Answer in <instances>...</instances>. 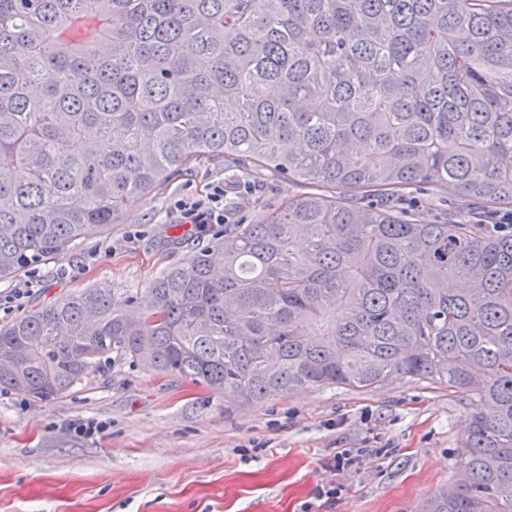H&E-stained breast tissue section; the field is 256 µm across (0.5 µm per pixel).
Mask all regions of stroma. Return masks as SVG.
Returning a JSON list of instances; mask_svg holds the SVG:
<instances>
[{"label":"stroma","mask_w":512,"mask_h":512,"mask_svg":"<svg viewBox=\"0 0 512 512\" xmlns=\"http://www.w3.org/2000/svg\"><path fill=\"white\" fill-rule=\"evenodd\" d=\"M224 188V221L188 224L178 203ZM267 170L188 171L129 199L114 223L58 257L0 281V325L86 288L143 291L166 268L313 192ZM408 219L446 222L469 198L412 188L391 203ZM470 400L404 377L369 389L303 387L235 407L207 388L113 357L66 396L0 390V512H427L453 486ZM97 424L84 434L85 424ZM359 451L333 471L330 454ZM335 489L332 502L317 487Z\"/></svg>","instance_id":"35a3bbf8"}]
</instances>
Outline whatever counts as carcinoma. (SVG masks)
<instances>
[{
    "label": "carcinoma",
    "instance_id": "cac0c4a2",
    "mask_svg": "<svg viewBox=\"0 0 512 512\" xmlns=\"http://www.w3.org/2000/svg\"><path fill=\"white\" fill-rule=\"evenodd\" d=\"M317 192L159 274L0 327V387L117 354L230 404L418 377L468 396L430 512H512V0H0V280L195 167ZM472 199L442 224L386 205Z\"/></svg>",
    "mask_w": 512,
    "mask_h": 512
}]
</instances>
